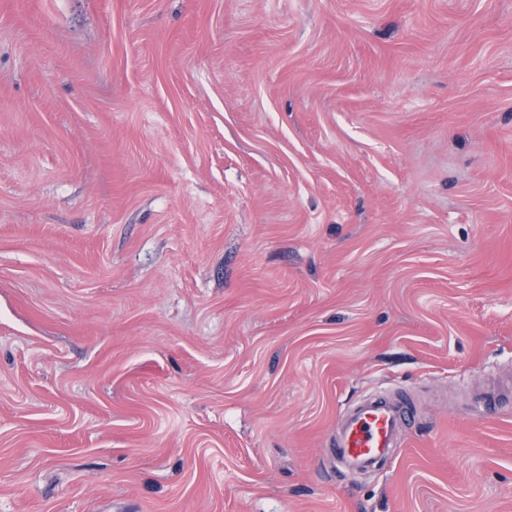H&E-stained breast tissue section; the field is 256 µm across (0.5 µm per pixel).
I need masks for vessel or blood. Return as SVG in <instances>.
Instances as JSON below:
<instances>
[{
	"mask_svg": "<svg viewBox=\"0 0 512 512\" xmlns=\"http://www.w3.org/2000/svg\"><path fill=\"white\" fill-rule=\"evenodd\" d=\"M410 406L402 395L378 393L341 414L328 455L350 476L369 473L396 457Z\"/></svg>",
	"mask_w": 512,
	"mask_h": 512,
	"instance_id": "1",
	"label": "vessel or blood"
}]
</instances>
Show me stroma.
<instances>
[{
  "label": "stroma",
  "instance_id": "1",
  "mask_svg": "<svg viewBox=\"0 0 512 512\" xmlns=\"http://www.w3.org/2000/svg\"><path fill=\"white\" fill-rule=\"evenodd\" d=\"M503 374L512 0H0V512H512ZM409 413L403 395L380 392L366 398L339 416L326 452L350 476L373 472L398 454Z\"/></svg>",
  "mask_w": 512,
  "mask_h": 512
}]
</instances>
